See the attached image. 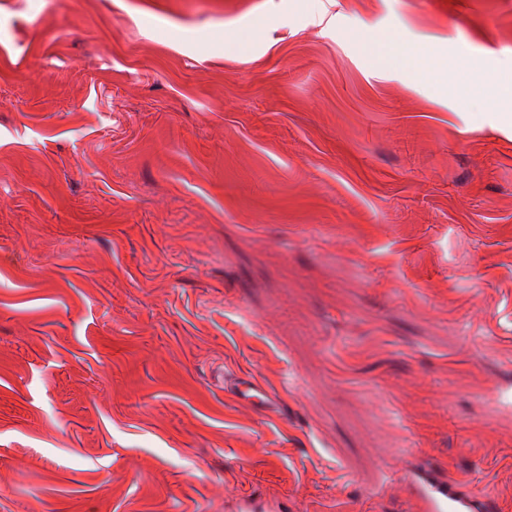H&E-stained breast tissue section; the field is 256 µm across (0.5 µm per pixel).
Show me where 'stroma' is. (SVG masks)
Segmentation results:
<instances>
[{"label": "stroma", "instance_id": "stroma-1", "mask_svg": "<svg viewBox=\"0 0 512 512\" xmlns=\"http://www.w3.org/2000/svg\"><path fill=\"white\" fill-rule=\"evenodd\" d=\"M464 54L503 79L512 0H0V512H419L411 467L512 512V130ZM390 51L403 63L419 68L426 75L437 80L438 76L431 69L423 50V43L410 46L392 45ZM230 388L236 397L251 407L262 411L269 409L271 401L268 393L250 377H238Z\"/></svg>", "mask_w": 512, "mask_h": 512}]
</instances>
